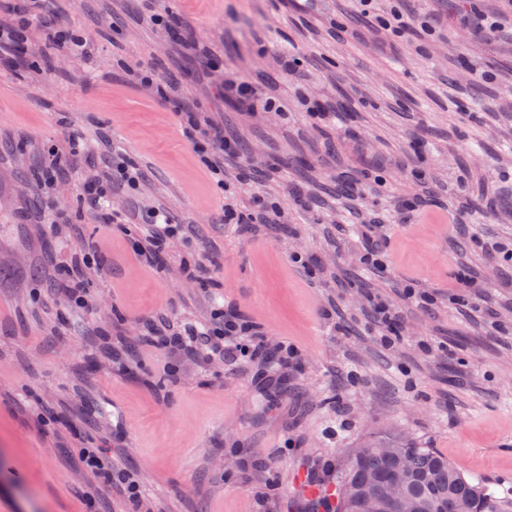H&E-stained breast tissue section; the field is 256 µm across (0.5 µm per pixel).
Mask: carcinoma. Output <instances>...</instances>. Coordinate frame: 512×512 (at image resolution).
I'll list each match as a JSON object with an SVG mask.
<instances>
[{"label":"carcinoma","mask_w":512,"mask_h":512,"mask_svg":"<svg viewBox=\"0 0 512 512\" xmlns=\"http://www.w3.org/2000/svg\"><path fill=\"white\" fill-rule=\"evenodd\" d=\"M405 472V496L419 512H500L494 493L463 475L448 457L399 437L377 436L347 454L336 467V512H403L382 498V483Z\"/></svg>","instance_id":"carcinoma-1"}]
</instances>
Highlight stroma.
Returning <instances> with one entry per match:
<instances>
[{"instance_id":"35a3bbf8","label":"stroma","mask_w":512,"mask_h":512,"mask_svg":"<svg viewBox=\"0 0 512 512\" xmlns=\"http://www.w3.org/2000/svg\"><path fill=\"white\" fill-rule=\"evenodd\" d=\"M35 9L0 0L27 49L0 43V512H334L300 480L331 484L325 464L379 434L512 512V0H375L367 18L361 0H52L47 28ZM396 11L407 37L383 25ZM143 65L236 143L223 181ZM231 75L256 99L225 94ZM116 151L145 180L92 209ZM258 194L269 223H225ZM157 207L191 231L148 262L132 244ZM375 238L382 272L359 261ZM371 295L399 314L392 346ZM217 306L293 364L172 363L161 331ZM82 435L140 502L95 495Z\"/></svg>"}]
</instances>
